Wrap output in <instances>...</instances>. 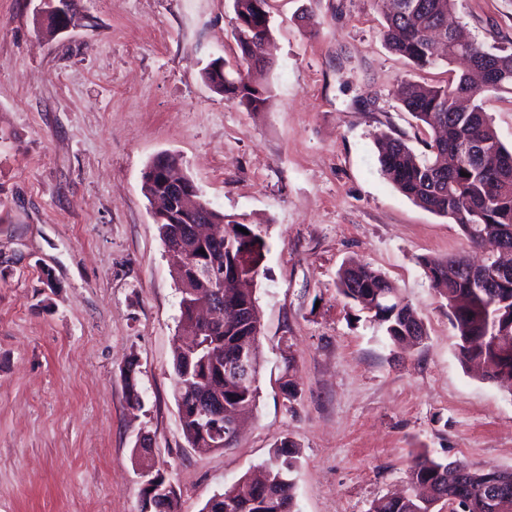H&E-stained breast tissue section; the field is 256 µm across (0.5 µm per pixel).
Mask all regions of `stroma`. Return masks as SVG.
<instances>
[{"mask_svg": "<svg viewBox=\"0 0 512 512\" xmlns=\"http://www.w3.org/2000/svg\"><path fill=\"white\" fill-rule=\"evenodd\" d=\"M41 7L0 0V512H141L143 436L180 512L285 438L300 452L297 512H369L421 453L512 470V390L460 361L419 263L481 252L383 176L375 144L385 133L423 152L429 134L395 90L445 84L458 64L417 70L389 51L375 0H269L270 98L253 112L203 78L237 57L233 0H72L78 25L53 37ZM453 15L487 49L512 46V0H457ZM164 152L214 209L268 227L259 392L233 448L182 434L180 293L142 190ZM348 260L412 306L421 344H391L347 305Z\"/></svg>", "mask_w": 512, "mask_h": 512, "instance_id": "stroma-1", "label": "stroma"}]
</instances>
